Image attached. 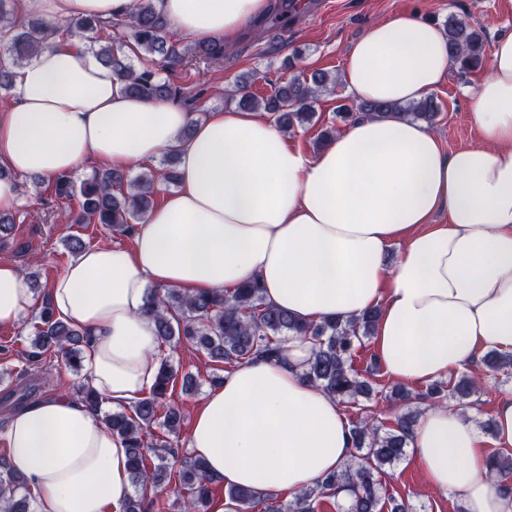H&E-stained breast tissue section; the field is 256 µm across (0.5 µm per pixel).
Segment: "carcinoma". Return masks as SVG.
<instances>
[{
    "label": "carcinoma",
    "instance_id": "1",
    "mask_svg": "<svg viewBox=\"0 0 512 512\" xmlns=\"http://www.w3.org/2000/svg\"><path fill=\"white\" fill-rule=\"evenodd\" d=\"M297 0H279L274 15L269 19L276 26L300 12ZM448 49L459 76L464 77L484 67L485 38L482 31L464 19L450 14L444 22ZM6 41L5 56L10 64L0 63V92L14 89L12 68L31 58L43 45L49 33L60 27L44 19L25 18L17 10L16 0H0V32ZM68 33L89 44L99 61L112 69L113 76L125 89L147 99H167L173 102L192 101L201 95L196 88L161 78L155 71L174 72L188 62L192 54L219 63L224 60V41L202 40L193 49L181 44L169 29L168 22L157 6V0H133L130 12L117 20L85 18L68 25ZM140 59L135 67L131 57ZM291 71L289 78L276 84L273 93L259 97L247 91V79L240 80L228 94L227 103L242 110L266 112L283 132L294 125L310 123L315 112L312 103L318 93L327 88L331 79L326 72ZM439 104L427 96L407 105L378 102H355L339 107L337 116L352 122L363 118L399 115L429 126L436 123ZM177 157L172 150L163 153V168L148 171L133 179L119 171L106 169L76 182L69 175H60L48 182L53 201L69 205L77 202L75 223L101 224L127 239H132L136 225L143 222L156 205L158 186L177 185ZM143 315L154 323L159 344L173 346L184 340L203 351L218 364L211 374L213 386L224 382V365L238 367L258 356L272 357L279 345L290 336H310L318 345L313 360L304 373L311 385L333 395L341 403L356 404L374 391L372 385L353 368L352 356L363 340L373 336L379 312L368 311L359 317L342 321L324 318L302 322L287 311L268 304L260 283L253 279L240 284L230 292H203L195 295L177 289L164 293L151 291ZM27 359L34 363L48 351L61 356L73 372L83 369L84 348L88 343L82 330L58 318L45 297L33 324ZM489 371L512 369V354L490 352L482 358ZM178 370L171 361L161 359L156 380L146 396L132 405L105 414V423L112 435L120 438L129 451L131 481L137 497L129 499L124 512H146L148 491L158 494L170 484L181 489L186 512H206L213 494L215 481L207 475L203 463L187 457L179 463L168 464L156 453L167 448L163 443L150 444L148 430L159 423L168 432L176 431L183 421L181 410L166 403L177 380ZM478 389L468 376L458 378L450 389L440 383L429 385L415 395L402 386L391 387L388 398L406 403L411 399L432 406L444 405L452 398L463 408H474L472 397ZM418 413L409 411L399 415L392 429L375 421L371 415L360 417L352 425V439L357 454L342 469L325 477L314 486L285 501L276 494L261 495L243 487H229L226 500L236 512H250L260 506L262 512H317L318 500L336 496L343 489L348 497L341 512H382L385 500L378 475L384 467L399 462L406 451L410 431ZM488 473L497 479L498 488L512 494L508 478L512 475V457L493 454L486 462ZM32 496L25 479L12 472L6 458H0V512H32Z\"/></svg>",
    "mask_w": 512,
    "mask_h": 512
}]
</instances>
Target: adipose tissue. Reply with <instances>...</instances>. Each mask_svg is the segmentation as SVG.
<instances>
[{
  "mask_svg": "<svg viewBox=\"0 0 512 512\" xmlns=\"http://www.w3.org/2000/svg\"><path fill=\"white\" fill-rule=\"evenodd\" d=\"M129 4L20 0L23 13L54 24L121 17ZM158 6L174 34L230 45L269 2ZM452 67L441 28L404 12L356 40L341 81L352 99L404 105ZM472 116L480 144L453 153L426 125L390 116L352 123L311 156L261 113L196 122L179 104L130 95L61 32L16 67L15 97L0 108V211L18 205V178L93 164L124 170L176 151L178 184L139 225L133 248L90 246L50 288L57 317L90 337L85 383L113 408L155 382L158 340L142 314L150 287L191 295L252 278L267 303L304 322L379 309L378 361L394 381L418 386L485 352L512 353V35L490 51ZM33 302L20 267L0 263V325L19 322ZM316 349L311 337H289L276 356L242 364L206 392L189 447L218 482L294 494L351 459L340 403L303 378ZM5 437L34 512H122L132 494L127 448L83 402L54 394L17 409ZM409 441L428 485L460 494L466 512H512L484 465L488 447L512 450L511 395L497 406L492 441L446 406L429 409Z\"/></svg>",
  "mask_w": 512,
  "mask_h": 512,
  "instance_id": "1",
  "label": "adipose tissue"
}]
</instances>
